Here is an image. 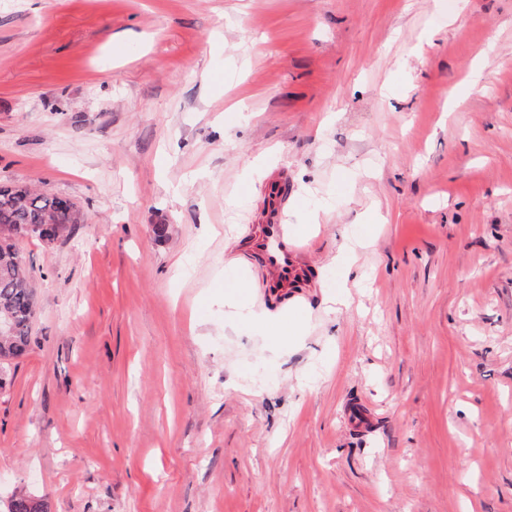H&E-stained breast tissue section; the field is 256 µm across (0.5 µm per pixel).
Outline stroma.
Returning <instances> with one entry per match:
<instances>
[{
	"instance_id": "1",
	"label": "stroma",
	"mask_w": 512,
	"mask_h": 512,
	"mask_svg": "<svg viewBox=\"0 0 512 512\" xmlns=\"http://www.w3.org/2000/svg\"><path fill=\"white\" fill-rule=\"evenodd\" d=\"M0 182L82 216L19 243L0 512H512V0H0ZM288 183L282 178L269 181L264 195V217L258 231L245 242V250L271 274L276 287L288 288L306 280L302 260L305 242L296 236L284 213Z\"/></svg>"
}]
</instances>
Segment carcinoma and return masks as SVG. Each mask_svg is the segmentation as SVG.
<instances>
[{
	"mask_svg": "<svg viewBox=\"0 0 512 512\" xmlns=\"http://www.w3.org/2000/svg\"><path fill=\"white\" fill-rule=\"evenodd\" d=\"M80 214L68 199L37 194L0 183V320H9V334H0V357L20 356L28 345L35 315L33 275L17 247L23 238L52 241L68 234ZM8 512H48L46 503L28 495L14 497Z\"/></svg>",
	"mask_w": 512,
	"mask_h": 512,
	"instance_id": "1",
	"label": "carcinoma"
}]
</instances>
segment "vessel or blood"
<instances>
[{"label":"vessel or blood","mask_w":512,"mask_h":512,"mask_svg":"<svg viewBox=\"0 0 512 512\" xmlns=\"http://www.w3.org/2000/svg\"><path fill=\"white\" fill-rule=\"evenodd\" d=\"M288 184L284 179L269 181L264 195V217L258 231L245 243V250L271 274L275 286L286 288L306 280L302 260L305 242L296 236L284 213Z\"/></svg>","instance_id":"1"}]
</instances>
